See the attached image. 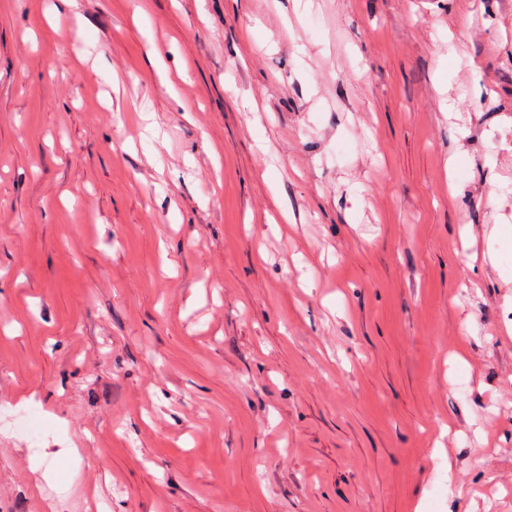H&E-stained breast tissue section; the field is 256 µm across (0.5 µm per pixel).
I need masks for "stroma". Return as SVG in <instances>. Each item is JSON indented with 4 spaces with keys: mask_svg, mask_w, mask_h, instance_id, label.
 <instances>
[{
    "mask_svg": "<svg viewBox=\"0 0 512 512\" xmlns=\"http://www.w3.org/2000/svg\"><path fill=\"white\" fill-rule=\"evenodd\" d=\"M0 512H512V0H0Z\"/></svg>",
    "mask_w": 512,
    "mask_h": 512,
    "instance_id": "stroma-1",
    "label": "stroma"
}]
</instances>
